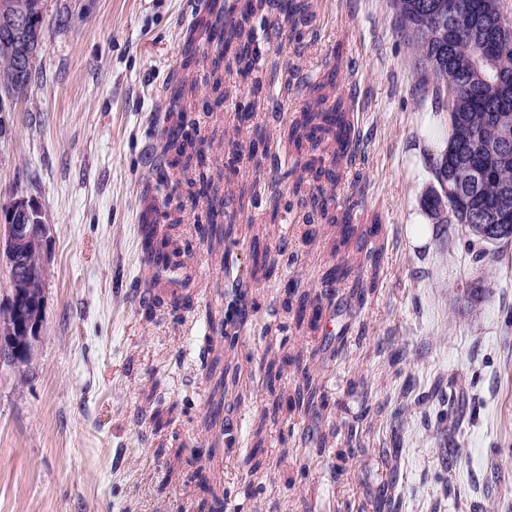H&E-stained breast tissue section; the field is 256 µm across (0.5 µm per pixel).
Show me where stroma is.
Segmentation results:
<instances>
[{
    "label": "stroma",
    "instance_id": "obj_1",
    "mask_svg": "<svg viewBox=\"0 0 512 512\" xmlns=\"http://www.w3.org/2000/svg\"><path fill=\"white\" fill-rule=\"evenodd\" d=\"M206 2L45 0L27 100L0 114V212L39 204L51 256L33 360L0 367V512H512V238L478 266L481 242L437 223L410 236L437 186L416 150L432 100L392 0H308L286 39L265 13L251 65H200L189 116L206 153L167 229L190 284L154 281L139 233L154 115ZM332 70L359 149L320 184L325 220L313 175L275 167L310 158L285 135L304 83ZM195 184L223 199L231 250L204 235ZM348 206L340 248L331 219ZM238 281L249 316L231 325ZM308 376L314 407H290ZM452 382L475 411L448 427L435 397Z\"/></svg>",
    "mask_w": 512,
    "mask_h": 512
}]
</instances>
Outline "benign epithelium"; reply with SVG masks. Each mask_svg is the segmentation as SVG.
Segmentation results:
<instances>
[{"instance_id": "1", "label": "benign epithelium", "mask_w": 512, "mask_h": 512, "mask_svg": "<svg viewBox=\"0 0 512 512\" xmlns=\"http://www.w3.org/2000/svg\"><path fill=\"white\" fill-rule=\"evenodd\" d=\"M41 4L21 0L0 4V45L4 56L14 60L20 88L14 101L27 98L33 70V51L26 44L39 38L44 20ZM471 231L484 239L512 231V215L503 210L500 224H472ZM47 225L40 206L24 198L14 201L0 215V265L9 269V293L0 300V365L18 371L31 362L43 326L44 289L49 271Z\"/></svg>"}]
</instances>
